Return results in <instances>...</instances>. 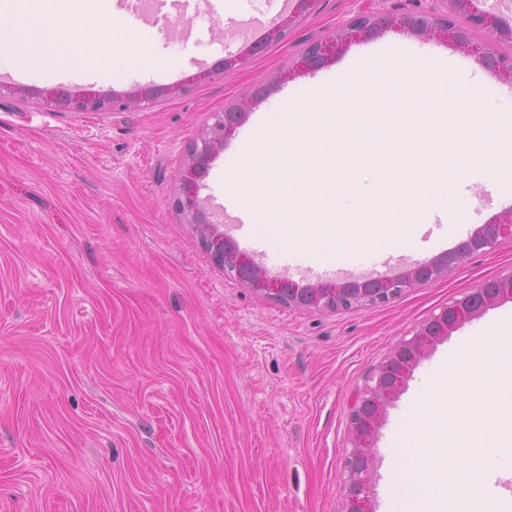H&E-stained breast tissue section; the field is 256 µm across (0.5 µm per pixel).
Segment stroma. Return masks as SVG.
I'll return each instance as SVG.
<instances>
[{
	"mask_svg": "<svg viewBox=\"0 0 512 512\" xmlns=\"http://www.w3.org/2000/svg\"><path fill=\"white\" fill-rule=\"evenodd\" d=\"M445 0H319L286 40L235 68L246 40L117 59L106 80L61 56L59 79L0 67V512H346L348 413L393 347L470 288L512 269V239L380 307H288L226 272L172 207L188 144L213 113L280 78L246 120L306 82L308 41L362 12L444 14ZM193 79L135 111L76 112L48 92L124 93ZM235 132L200 191L245 162ZM512 315L503 297L414 369L376 444V512H410V404L458 341Z\"/></svg>",
	"mask_w": 512,
	"mask_h": 512,
	"instance_id": "stroma-1",
	"label": "stroma"
}]
</instances>
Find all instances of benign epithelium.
<instances>
[{
  "mask_svg": "<svg viewBox=\"0 0 512 512\" xmlns=\"http://www.w3.org/2000/svg\"><path fill=\"white\" fill-rule=\"evenodd\" d=\"M287 18L275 21L265 36L243 52L224 59L219 70L236 67L247 57L283 40L295 18L312 10L316 0H294ZM451 10L443 15L427 12L401 17L372 13L351 18L343 29L328 38L311 41L288 65V72L311 73L326 66L355 41L380 37L390 30H400L419 38H443L471 53L478 64L495 72L500 79L512 83V54L504 55L472 41L481 31L502 42L512 44V13L480 9L475 0H450ZM191 84L182 82L169 87H139L124 96L106 98L93 91L77 97L64 91L49 92L50 101L58 107L76 112L131 111L165 96H179ZM276 88L268 83L254 90L247 98L213 114V123L202 136L187 147V163L179 171V196L173 202L185 223L193 225L214 258L224 269L235 273L242 282L264 296L288 306L347 311L385 305L408 289L436 282L463 259L494 250L500 239L512 238V209L481 225L454 251L432 260L417 262L406 271L391 276L366 280H341L301 286L293 281L271 280L252 256L239 250L228 233L210 220L199 197L200 182L211 161L224 147L247 114L248 103L266 98ZM512 295V269L486 280L462 293L420 323L410 338L402 339L378 367L359 400L349 414L351 448L343 460V492L346 512H375L372 483L376 470L375 444L387 407L393 402L413 369L430 350L454 329L480 315L498 299Z\"/></svg>",
  "mask_w": 512,
  "mask_h": 512,
  "instance_id": "7a95c632",
  "label": "benign epithelium"
}]
</instances>
